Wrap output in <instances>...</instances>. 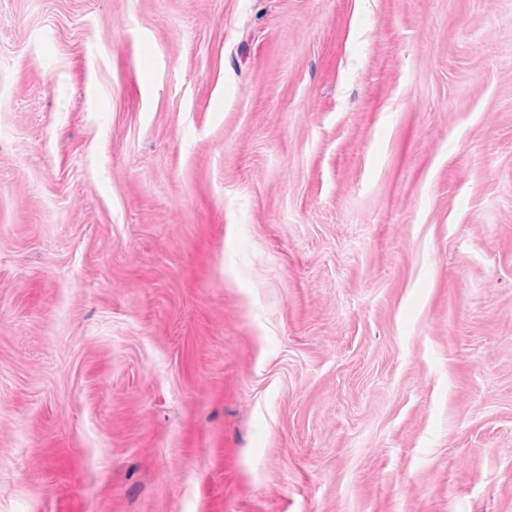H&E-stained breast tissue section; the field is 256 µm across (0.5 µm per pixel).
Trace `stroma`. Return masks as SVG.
<instances>
[{
    "mask_svg": "<svg viewBox=\"0 0 512 512\" xmlns=\"http://www.w3.org/2000/svg\"><path fill=\"white\" fill-rule=\"evenodd\" d=\"M0 512H512V0H0Z\"/></svg>",
    "mask_w": 512,
    "mask_h": 512,
    "instance_id": "35a3bbf8",
    "label": "stroma"
}]
</instances>
